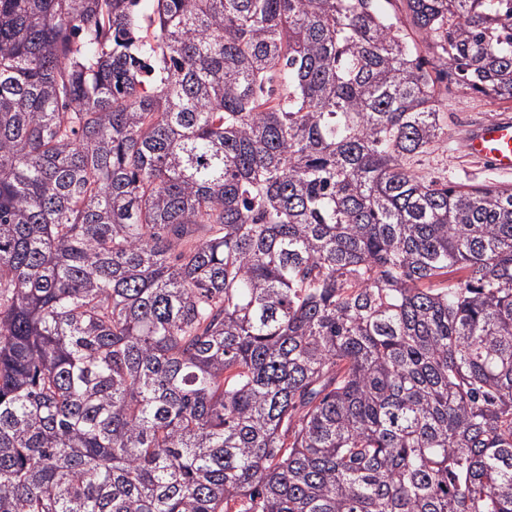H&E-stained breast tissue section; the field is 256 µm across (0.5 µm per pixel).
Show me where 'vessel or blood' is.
Listing matches in <instances>:
<instances>
[{"instance_id":"1","label":"vessel or blood","mask_w":512,"mask_h":512,"mask_svg":"<svg viewBox=\"0 0 512 512\" xmlns=\"http://www.w3.org/2000/svg\"><path fill=\"white\" fill-rule=\"evenodd\" d=\"M461 147L471 158L489 163L501 174H512V117L499 115L473 126Z\"/></svg>"}]
</instances>
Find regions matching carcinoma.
<instances>
[{
    "label": "carcinoma",
    "instance_id": "cac0c4a2",
    "mask_svg": "<svg viewBox=\"0 0 512 512\" xmlns=\"http://www.w3.org/2000/svg\"><path fill=\"white\" fill-rule=\"evenodd\" d=\"M512 0H0V512H512ZM443 104L448 137L414 157L411 169L444 183L493 182L512 186V176L498 175L478 162L489 163L500 174H512V118L499 115L512 116V102L490 101L469 89L451 86ZM476 123L479 124L467 132ZM465 133L461 147L471 158L459 151V141Z\"/></svg>",
    "mask_w": 512,
    "mask_h": 512
}]
</instances>
